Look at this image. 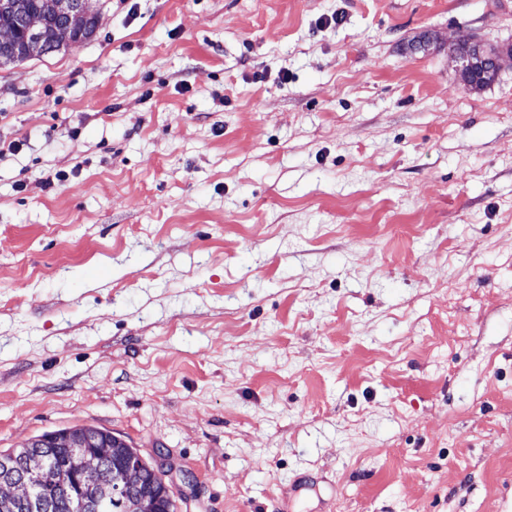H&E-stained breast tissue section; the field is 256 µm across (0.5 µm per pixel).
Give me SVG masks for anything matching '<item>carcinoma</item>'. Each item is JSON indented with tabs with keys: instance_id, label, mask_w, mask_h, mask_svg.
Wrapping results in <instances>:
<instances>
[{
	"instance_id": "cac0c4a2",
	"label": "carcinoma",
	"mask_w": 512,
	"mask_h": 512,
	"mask_svg": "<svg viewBox=\"0 0 512 512\" xmlns=\"http://www.w3.org/2000/svg\"><path fill=\"white\" fill-rule=\"evenodd\" d=\"M60 0H0V30L12 32V40L0 45V65L41 56L60 50L72 41L86 39L97 27V18L90 16L84 28L72 29L58 8ZM29 15L42 19L43 31L38 40L26 35L21 20ZM67 442L66 448H45L42 438L27 448L0 451V477L6 476L1 461L12 465H39L45 457L57 458L55 475L63 478L68 493L58 490L57 483L47 482L42 490L40 506L14 497L0 495V512H72L70 504L81 500L86 512H99L98 507L114 496L112 471L126 477L127 493L118 497L112 512H175L174 502L164 490L162 477L154 466L107 430L68 428L53 432Z\"/></svg>"
}]
</instances>
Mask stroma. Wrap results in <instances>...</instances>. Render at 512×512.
<instances>
[{
  "mask_svg": "<svg viewBox=\"0 0 512 512\" xmlns=\"http://www.w3.org/2000/svg\"><path fill=\"white\" fill-rule=\"evenodd\" d=\"M0 66V450L175 512H512V0H96ZM66 172V182L42 181ZM470 39L464 37L458 43L457 50L459 55L468 51ZM501 52L494 49H487L480 43L472 40L470 42V51L464 56H460L463 61L464 71L472 74L479 72V69H489L490 71L499 69V60ZM55 435L67 441L70 448H43L42 440H35L29 448L0 451V462L8 460L12 466H31L35 469L48 455L57 458L54 475L63 478L68 494L59 492L57 483L48 481L42 490L40 506L14 497L0 495V512H73V500H82L85 512H100L99 505L112 501V471L126 477L128 490L119 495L112 512H174L164 490L162 477L154 466L141 459L138 453L107 430L95 428H68L44 433L37 438ZM95 448H107L109 466ZM133 465H131V463Z\"/></svg>",
  "mask_w": 512,
  "mask_h": 512,
  "instance_id": "1",
  "label": "stroma"
}]
</instances>
